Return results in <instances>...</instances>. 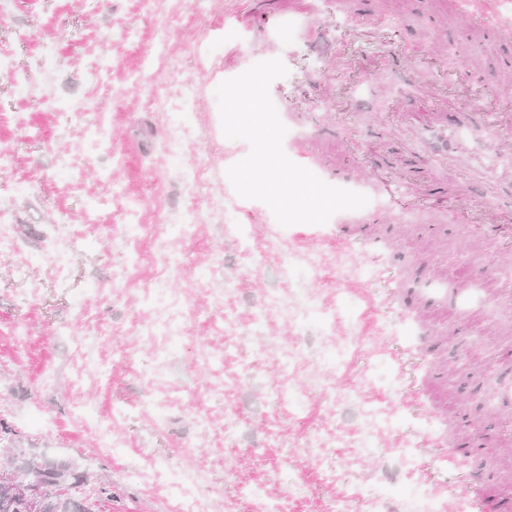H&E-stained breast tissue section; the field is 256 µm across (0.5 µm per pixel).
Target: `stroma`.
Wrapping results in <instances>:
<instances>
[{"label":"stroma","instance_id":"1","mask_svg":"<svg viewBox=\"0 0 512 512\" xmlns=\"http://www.w3.org/2000/svg\"><path fill=\"white\" fill-rule=\"evenodd\" d=\"M354 7L391 48L356 37L337 0H0V154L11 159L0 198H11L14 216V246L0 249V443L72 462L86 478L76 494L95 512H172L158 463L203 472L195 494L215 512H252L254 491L285 512H330L355 488L362 494L346 512H369L374 491L399 505L420 490L460 512L457 470L432 447L476 432L486 446L468 467L482 496L512 503V301L499 297L512 288L503 274L512 259L420 211L412 223L346 225L349 240H379L365 254L337 244L332 220L283 235L271 209L245 201L226 175L250 146L215 131L216 89L260 61L288 69L270 85L297 135L286 155L342 188L345 143L387 161L401 132L378 137L376 115L417 109L422 89L453 88L462 65L478 72L487 111L512 107L503 68L512 44L487 40L470 20L512 25V0ZM287 18L301 23L291 37L280 33ZM431 34L434 60L423 52ZM166 57L179 70L164 73L154 100L142 85ZM22 79L55 89V109L22 91ZM452 135L481 170L467 191L512 210V194L490 189L512 170V154L494 146L504 130ZM182 164L199 173L190 194ZM189 208L201 221L185 235L174 220ZM139 221L146 231L124 240ZM53 247L71 254L66 276L39 258ZM164 247L183 258L177 280L158 259ZM135 252L131 287L112 292ZM154 288L179 293L190 310L181 348L141 334ZM214 289L223 309L211 305ZM271 292L293 316L255 321ZM227 307L238 324L218 373L200 353L223 348ZM449 325L453 337L441 336ZM474 345L485 360L465 361ZM111 409L124 456L83 431L88 411ZM406 445L421 452L404 467Z\"/></svg>","mask_w":512,"mask_h":512}]
</instances>
